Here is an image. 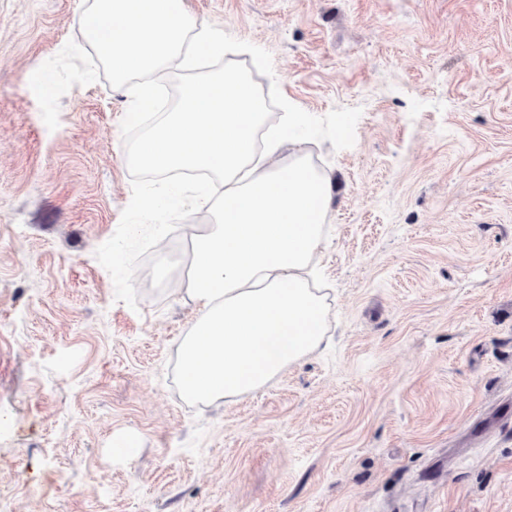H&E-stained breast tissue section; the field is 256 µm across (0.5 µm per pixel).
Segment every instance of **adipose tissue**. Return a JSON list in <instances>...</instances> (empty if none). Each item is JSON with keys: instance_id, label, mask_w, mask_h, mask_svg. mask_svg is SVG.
I'll list each match as a JSON object with an SVG mask.
<instances>
[{"instance_id": "obj_1", "label": "adipose tissue", "mask_w": 512, "mask_h": 512, "mask_svg": "<svg viewBox=\"0 0 512 512\" xmlns=\"http://www.w3.org/2000/svg\"><path fill=\"white\" fill-rule=\"evenodd\" d=\"M300 121L287 112L266 126L254 85L228 64L185 84L179 107L131 154L151 170L205 169L223 180L213 224L192 235L185 291L201 314L178 346L188 399L256 392L324 340L326 296L307 274L335 189L291 136Z\"/></svg>"}]
</instances>
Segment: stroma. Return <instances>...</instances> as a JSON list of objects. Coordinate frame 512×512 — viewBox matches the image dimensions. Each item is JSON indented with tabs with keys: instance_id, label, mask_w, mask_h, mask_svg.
<instances>
[{
	"instance_id": "1",
	"label": "stroma",
	"mask_w": 512,
	"mask_h": 512,
	"mask_svg": "<svg viewBox=\"0 0 512 512\" xmlns=\"http://www.w3.org/2000/svg\"><path fill=\"white\" fill-rule=\"evenodd\" d=\"M284 97L362 115L301 143L339 181L321 347L186 400V227L116 301L130 104L83 0H0V512H512V0H184ZM51 76L50 85L35 72Z\"/></svg>"
}]
</instances>
